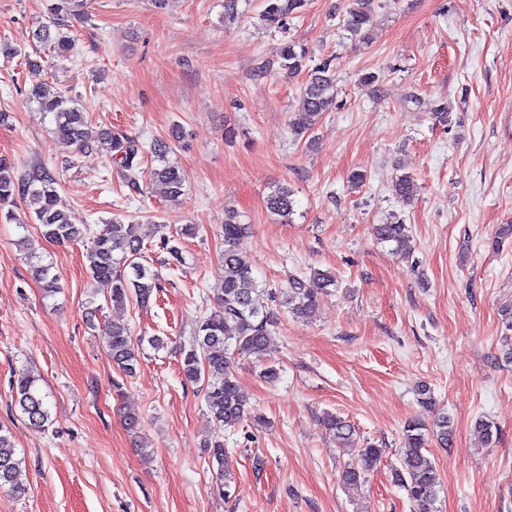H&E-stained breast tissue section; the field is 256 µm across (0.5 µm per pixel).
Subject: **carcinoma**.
I'll list each match as a JSON object with an SVG mask.
<instances>
[{
	"mask_svg": "<svg viewBox=\"0 0 512 512\" xmlns=\"http://www.w3.org/2000/svg\"><path fill=\"white\" fill-rule=\"evenodd\" d=\"M371 0H351L343 26L351 39L366 42L370 39L373 17ZM87 0H57L50 11L56 15L71 16L75 20L85 17ZM305 0H263L260 20L269 27H281L285 20L300 12ZM38 43L47 46L54 55L68 57L75 42L69 29L60 22L41 25L35 32ZM281 66L288 74L301 72L306 67V52L293 42L280 48ZM29 98L37 103L38 111L51 113L55 126L52 133L74 144L81 152L91 150L101 139L110 141L113 160L119 164L123 180L138 189L141 174L146 172L150 181L161 184L167 197L176 201L183 194L185 176L177 163L168 157L170 147L165 142L150 146V167L142 169L143 152L139 142L107 128L94 129L86 113L63 92L48 85L30 89ZM334 102V78L329 66L320 65L307 72L301 91V109L291 116L289 125L295 135H302L315 128L322 114ZM56 176L45 167H32L18 172L7 161L0 159V221L17 220L12 206L16 199L28 203L32 218L41 227L44 239L66 245L86 237L87 229L72 221L70 212L57 189ZM392 189L401 200L410 201L417 192L412 176L396 177ZM266 209L287 223L294 214L295 201L286 186L276 187L265 199ZM250 225L239 219L233 209L224 211L221 225L224 237V254L220 274L221 288L211 313L198 321L194 339L189 347L179 349L180 366L184 378L191 383L206 384V407L217 424L234 427L250 416L251 407L235 375V363L240 358L265 361L271 349L272 328L277 324L275 313L265 301V290L258 287L252 269L239 258L236 246L249 232ZM158 232V225L134 224L122 213L112 215V220L92 238L86 249L89 285V303L98 295L116 307L129 302L144 306L150 302L154 289L159 287L157 272L145 266L142 258L144 241ZM373 233L383 243L393 245V251L403 257L410 254L409 229L400 222L373 225ZM38 247L30 243L28 259L34 279L41 284L45 295L59 292L56 276L50 266L42 263ZM336 279L329 272H316L313 277H294L289 282L288 312L300 319H311L320 305V294L335 285ZM108 348L112 361L123 372L132 374L143 355V342L132 339L129 325L114 321L107 328ZM15 406L28 425L43 428L50 422L48 394L43 392L40 378L21 372L13 386ZM328 430L335 434L350 459L341 473L343 483L356 485L364 481L380 461L383 449L375 444L357 440L354 427L345 419L329 414L323 419ZM475 430L483 442L494 443L499 434L495 423L482 417L475 420ZM452 430L448 413L442 412L428 427L410 421L404 427V442L399 467L394 469L396 480L406 490L416 512H439L437 502L440 485L437 470L429 458V442L442 448L451 446ZM209 458L216 466V477L225 496H230L233 477L224 468V444L207 442ZM21 460L9 431L0 427V489L16 497H23L27 488L16 479Z\"/></svg>",
	"mask_w": 512,
	"mask_h": 512,
	"instance_id": "1",
	"label": "carcinoma"
}]
</instances>
